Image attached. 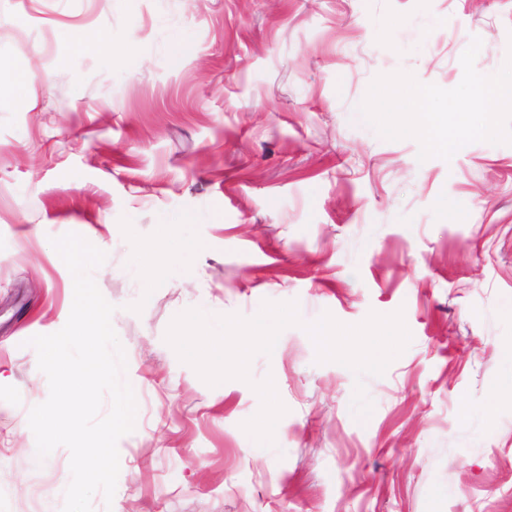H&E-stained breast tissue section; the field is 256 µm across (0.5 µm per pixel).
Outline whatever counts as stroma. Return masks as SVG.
Wrapping results in <instances>:
<instances>
[{
  "mask_svg": "<svg viewBox=\"0 0 512 512\" xmlns=\"http://www.w3.org/2000/svg\"><path fill=\"white\" fill-rule=\"evenodd\" d=\"M476 38L496 73L512 0H0V64L32 74L0 84V512H62L71 481L21 426L49 396L27 341L71 311L68 233L106 254L137 404L93 512H512V145L421 162L358 112L381 74L456 87ZM267 300L302 323L249 381L209 386L165 341L187 309ZM397 311L411 342L383 375L317 363L305 324ZM269 377L286 412L264 447L242 424Z\"/></svg>",
  "mask_w": 512,
  "mask_h": 512,
  "instance_id": "35a3bbf8",
  "label": "stroma"
}]
</instances>
